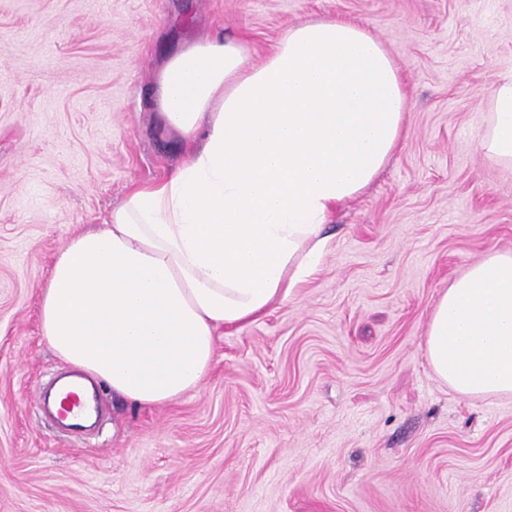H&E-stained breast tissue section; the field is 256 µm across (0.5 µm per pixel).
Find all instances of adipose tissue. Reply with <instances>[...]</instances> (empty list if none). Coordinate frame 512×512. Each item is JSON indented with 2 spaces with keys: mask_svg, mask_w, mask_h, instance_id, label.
Masks as SVG:
<instances>
[{
  "mask_svg": "<svg viewBox=\"0 0 512 512\" xmlns=\"http://www.w3.org/2000/svg\"><path fill=\"white\" fill-rule=\"evenodd\" d=\"M249 52L205 37L155 72L153 108L184 146L180 166L68 238L42 292L45 344L124 402L199 390L217 331L295 296L329 251L324 224L399 147L408 88L365 26L300 21L260 64ZM486 108L479 148L512 168V77L495 81ZM425 344L456 393L512 395V251L454 281Z\"/></svg>",
  "mask_w": 512,
  "mask_h": 512,
  "instance_id": "ef3b65f1",
  "label": "adipose tissue"
}]
</instances>
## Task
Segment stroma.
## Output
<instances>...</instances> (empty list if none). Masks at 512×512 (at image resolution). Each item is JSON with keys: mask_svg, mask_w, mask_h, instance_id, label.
<instances>
[{"mask_svg": "<svg viewBox=\"0 0 512 512\" xmlns=\"http://www.w3.org/2000/svg\"><path fill=\"white\" fill-rule=\"evenodd\" d=\"M325 16L397 64L398 151L297 296L218 331L199 390L134 407L103 386L98 427L60 432L35 402L68 370L41 292L67 237L178 165L156 66L205 32L258 64ZM511 73L512 0H0V512H512V396L459 395L425 349L439 297L512 251V171L477 146Z\"/></svg>", "mask_w": 512, "mask_h": 512, "instance_id": "35a3bbf8", "label": "stroma"}]
</instances>
